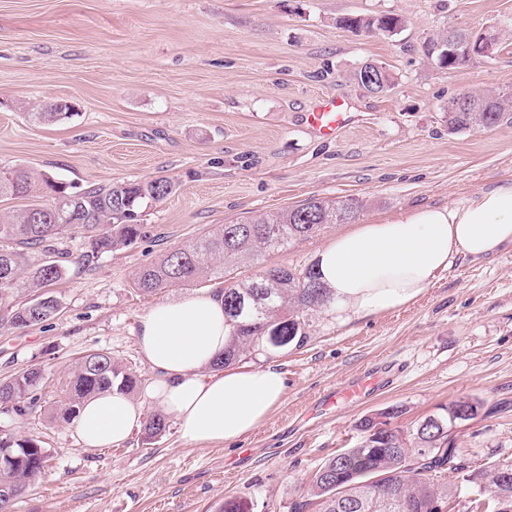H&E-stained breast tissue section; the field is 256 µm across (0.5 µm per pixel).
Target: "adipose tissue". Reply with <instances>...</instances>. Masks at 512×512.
<instances>
[{
  "mask_svg": "<svg viewBox=\"0 0 512 512\" xmlns=\"http://www.w3.org/2000/svg\"><path fill=\"white\" fill-rule=\"evenodd\" d=\"M512 245V181L443 207H421L336 234L314 269L345 319L384 313L420 298L457 258L479 259ZM230 327L224 300L198 293L157 305L141 320L139 347L153 372L147 388L190 444L229 443L263 423L284 398L272 366L210 371ZM145 423L131 395L86 399L72 421L80 443L109 448Z\"/></svg>",
  "mask_w": 512,
  "mask_h": 512,
  "instance_id": "adipose-tissue-1",
  "label": "adipose tissue"
}]
</instances>
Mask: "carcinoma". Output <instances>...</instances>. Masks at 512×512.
<instances>
[{
  "mask_svg": "<svg viewBox=\"0 0 512 512\" xmlns=\"http://www.w3.org/2000/svg\"><path fill=\"white\" fill-rule=\"evenodd\" d=\"M337 24L353 32L394 35L403 20L393 14L350 15ZM428 56L448 69L470 62L448 54V37L429 39L424 45ZM466 110L454 109L448 102V131L492 128L512 124V90L497 93L468 92ZM69 116L68 106L54 104L30 117L40 123L57 122ZM173 183L165 177L145 182H116L84 192H72L62 182L23 168L0 173V198L43 193L48 202L0 212V299L25 288L42 300L32 308L26 302L11 311L9 324L25 328L52 320L58 302L47 288L66 273L67 254L53 242L66 234L80 232L87 238L84 260L134 245L142 235L140 207L148 200L160 201L171 194ZM358 200L331 202L318 198L300 207L275 214L224 224L196 240L164 253L136 274L134 287L142 293L162 288L190 286L203 279L221 278L224 267L254 261L263 252L279 251L292 241L308 238L324 224H342L357 216ZM41 252L48 258L34 263L31 255ZM224 298L226 322L232 337L224 356L214 366L224 368L266 346L286 348L303 344L307 335L305 313L332 306L330 292L318 280L314 268H265L254 277L217 289ZM40 367L29 368L0 382V406L23 414L38 407L35 390ZM118 385L133 391L137 379L123 372L103 351L80 358L62 383L65 397L55 408L54 418L69 421L89 396ZM462 405L482 410L475 398L455 401L424 417L409 428L391 425L397 411L381 412L385 418L377 427L374 417L360 421L362 442L328 459L314 474L312 495L319 512H435L436 505L455 512L458 487L439 486L431 475L450 471L461 476L472 497L466 512H500L502 500L512 504V462L470 468L463 464L452 446L450 430L459 425L455 412ZM10 449L12 458L0 461V507L11 509L32 480L41 476L49 456L42 441L24 437H0V449Z\"/></svg>",
  "mask_w": 512,
  "mask_h": 512,
  "instance_id": "cac0c4a2",
  "label": "carcinoma"
}]
</instances>
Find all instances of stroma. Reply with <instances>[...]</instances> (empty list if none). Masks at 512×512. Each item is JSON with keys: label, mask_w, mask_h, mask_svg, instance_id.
<instances>
[{"label": "stroma", "mask_w": 512, "mask_h": 512, "mask_svg": "<svg viewBox=\"0 0 512 512\" xmlns=\"http://www.w3.org/2000/svg\"><path fill=\"white\" fill-rule=\"evenodd\" d=\"M393 13V36L340 28L346 15ZM461 27L496 29L493 58L452 71L421 50L426 37ZM372 62L392 84L370 95L353 72ZM512 86V0H0V170L24 167L74 190L161 176L174 184L144 206L141 238L87 267L82 234L55 241L72 265L50 292V322L15 329L5 320L27 302H0V380L41 366V401L0 412V435L32 436L48 448L46 473L14 512H220L226 499L249 512H317L311 479L330 457L357 447L365 416L398 410L414 421L462 398L483 409L457 427L471 467L512 461V246L479 260L456 259L414 303L343 323L330 309L307 315L303 345L265 349L247 364L275 365L283 401L231 444L184 442L176 422L153 440L134 430L109 448L82 446L71 422L51 413L61 383L88 352H107L136 375L145 416L161 410L146 388L152 372L137 344L153 307L263 267L311 266L342 232L313 237L225 267L222 281L150 294L135 273L164 251L218 224L306 203L356 198L367 224L421 206H445L512 179V124L449 133L448 102L466 91ZM343 100L352 122L321 140L302 117L316 97ZM70 104V118L32 115ZM399 365L394 386L366 401L336 399L348 379ZM334 398L329 408L323 399Z\"/></svg>", "instance_id": "stroma-1"}]
</instances>
